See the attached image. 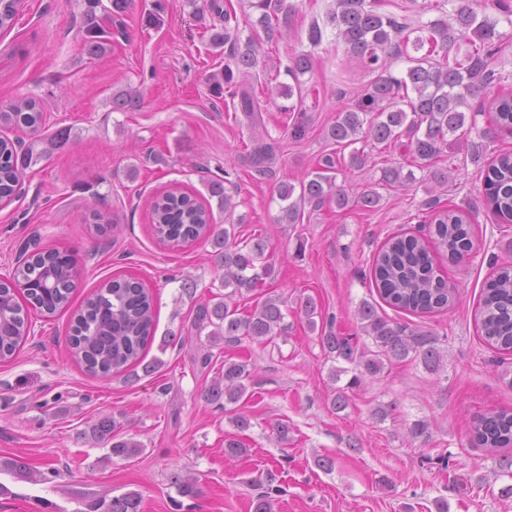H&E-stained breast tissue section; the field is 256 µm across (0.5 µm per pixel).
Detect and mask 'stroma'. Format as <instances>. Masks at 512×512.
<instances>
[{
	"instance_id": "stroma-1",
	"label": "stroma",
	"mask_w": 512,
	"mask_h": 512,
	"mask_svg": "<svg viewBox=\"0 0 512 512\" xmlns=\"http://www.w3.org/2000/svg\"><path fill=\"white\" fill-rule=\"evenodd\" d=\"M101 0L97 13L112 42L91 58L82 41L87 0H24L11 29L0 31V104L21 97L46 112L41 132L48 149L27 169L23 191L0 207V275L11 274L22 248L72 254L81 270L72 294L80 305L104 280L132 276L154 295L157 336L172 331L184 345L151 347L162 366L150 375L102 381L71 356L70 314L29 313L35 325L18 354L0 362V512H89L97 497L136 490L143 512H253L256 476L271 471L279 493L274 512H512V484L500 470L502 450L471 441L475 416L512 409V352L488 345L476 321L481 291L497 261L512 255V224L482 202L479 165L464 144L445 149L429 169L416 171L408 189L381 188L373 210L306 208L295 224L279 223L280 183L299 184L324 156L337 155L326 136L339 108L358 103L374 78L347 53L330 23L336 0H285L274 36L258 25L250 0H226L239 36L253 39L259 64L244 84L257 99L268 142L274 146L265 179L249 159L251 129L212 75L233 59L212 48L223 23L209 0ZM378 11L406 22L410 31L447 18L448 0H377ZM318 23L323 41L311 47ZM307 53L312 68L290 77L292 57ZM137 90L140 107L112 109L114 93ZM304 123L305 134L292 129ZM363 169L336 165V183L349 196L374 184L398 151L368 146ZM448 173L438 184L432 172ZM219 179L232 196L243 236L261 235L275 259L264 290L288 300L286 335L259 343L243 340L213 349L200 363L201 339L193 323L199 303L221 292L222 271L210 242L171 247L151 230L149 200L177 186L206 193ZM470 208L474 247L467 258L436 252L435 264L459 291L454 308L410 313L382 300L372 281L374 258L393 236H425L433 210ZM192 281L193 293L180 289ZM313 299L335 333H359L356 309L372 303L390 320L439 336L444 366L435 373L420 362H392L378 377L347 388L332 380L336 362L320 331L300 311ZM250 359L254 373L239 402L251 427L237 431L227 414L199 397L224 369L225 359ZM345 394L347 406L332 399ZM395 403L386 419L379 405ZM120 422V438L144 443L142 454L110 457L105 445L80 437L99 416ZM425 436L408 430L415 420ZM289 427L287 442L273 428ZM240 435L244 457L224 455V439ZM328 460L321 468L317 459ZM18 460L43 474L28 482L4 468ZM197 478L198 498H179L168 483L174 471Z\"/></svg>"
}]
</instances>
